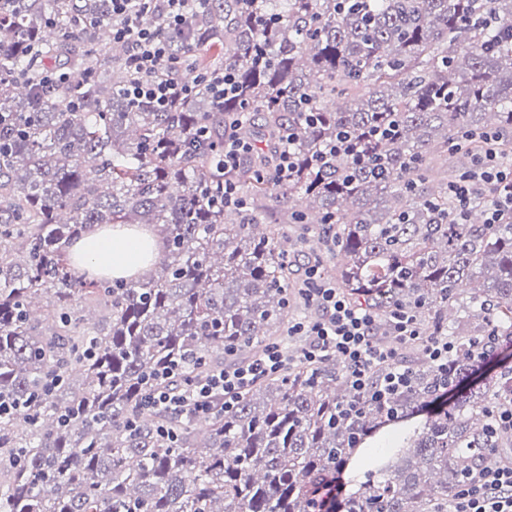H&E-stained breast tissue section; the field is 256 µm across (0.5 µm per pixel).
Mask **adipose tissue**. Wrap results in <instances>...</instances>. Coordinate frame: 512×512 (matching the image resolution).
<instances>
[{"label": "adipose tissue", "mask_w": 512, "mask_h": 512, "mask_svg": "<svg viewBox=\"0 0 512 512\" xmlns=\"http://www.w3.org/2000/svg\"><path fill=\"white\" fill-rule=\"evenodd\" d=\"M162 250L160 238L147 228L95 224L73 244L71 257L76 267L90 273L130 278L158 259Z\"/></svg>", "instance_id": "1"}]
</instances>
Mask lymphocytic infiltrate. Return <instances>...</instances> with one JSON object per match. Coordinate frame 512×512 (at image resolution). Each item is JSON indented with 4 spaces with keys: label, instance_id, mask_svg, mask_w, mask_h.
Listing matches in <instances>:
<instances>
[{
    "label": "lymphocytic infiltrate",
    "instance_id": "obj_1",
    "mask_svg": "<svg viewBox=\"0 0 512 512\" xmlns=\"http://www.w3.org/2000/svg\"><path fill=\"white\" fill-rule=\"evenodd\" d=\"M199 0H112V37L129 45L128 63L136 77L128 92L136 100L150 101L155 108L170 107L179 95L189 94L193 78L185 76L180 65L168 54L167 38L187 28ZM162 9L163 28L145 23V16ZM474 172L464 174L448 186V194L458 204L457 219L482 188L490 186L494 195L488 205L487 221L499 223L505 213H512V165L502 163L495 152L488 151L475 161ZM306 301L318 310L314 318L293 323L290 336L305 340L299 358L314 364L332 357L342 359L355 390L365 391L369 374L376 367L386 372L379 384L381 393L398 390L406 380L399 361L405 345L419 346L425 357L437 367H445L455 350V343L445 336L425 335L413 315L396 311L390 315L392 345L378 344L375 338L377 315L370 308L346 298L335 285L327 282L318 265L305 271ZM291 356L280 345L266 347L262 355L248 362L224 368L190 388L179 391L154 390L145 397V406L197 418L207 415L214 400L231 409L242 394L261 378L281 372ZM452 512H512V458L476 473L455 493Z\"/></svg>",
    "mask_w": 512,
    "mask_h": 512
}]
</instances>
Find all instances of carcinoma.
I'll return each mask as SVG.
<instances>
[{
	"instance_id": "1",
	"label": "carcinoma",
	"mask_w": 512,
	"mask_h": 512,
	"mask_svg": "<svg viewBox=\"0 0 512 512\" xmlns=\"http://www.w3.org/2000/svg\"><path fill=\"white\" fill-rule=\"evenodd\" d=\"M110 24L111 0H0V512H314L359 448L365 481L337 512H448L487 449L512 447L488 432L512 367L463 386L512 340V217L478 224L477 202L448 220L485 133L512 158V0H206L171 57L233 72L241 95L218 105L202 79L167 112L126 94ZM49 60L75 81L43 89ZM232 130L253 151L223 173ZM92 224L157 226L165 252L78 276ZM259 224L317 238L290 250ZM299 256L452 338L448 367L407 359L380 399L381 368L357 392L345 367L298 362L205 418L148 411L302 317Z\"/></svg>"
}]
</instances>
